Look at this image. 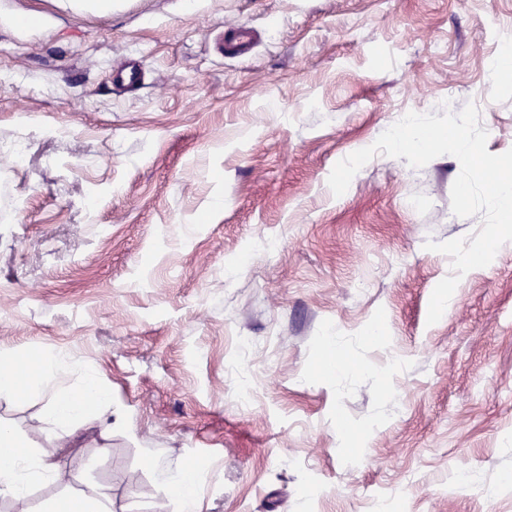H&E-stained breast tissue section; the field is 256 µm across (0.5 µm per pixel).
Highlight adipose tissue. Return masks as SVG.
<instances>
[{
  "label": "adipose tissue",
  "instance_id": "ef3b65f1",
  "mask_svg": "<svg viewBox=\"0 0 512 512\" xmlns=\"http://www.w3.org/2000/svg\"><path fill=\"white\" fill-rule=\"evenodd\" d=\"M65 361L53 353H44L35 372L21 371L16 358H0V396L44 401L49 422L48 434L66 442L76 422L101 418L112 405V393L100 385L94 375H86L80 387L61 389L57 375ZM0 497L19 499L32 483L56 478L54 464L36 457L30 441L20 438L8 425L0 423Z\"/></svg>",
  "mask_w": 512,
  "mask_h": 512
}]
</instances>
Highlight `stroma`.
<instances>
[{
  "mask_svg": "<svg viewBox=\"0 0 512 512\" xmlns=\"http://www.w3.org/2000/svg\"><path fill=\"white\" fill-rule=\"evenodd\" d=\"M510 25L512 0H0V355H61L117 418L59 448L41 401L0 399L58 468L29 512H175L160 473L188 466L197 512H512V247L427 324L451 259L426 242L481 228L451 210L458 159L327 184L403 112L474 104L512 149ZM330 336L349 374L321 372ZM65 500L75 501V505L66 504ZM43 512H112L109 499L96 492L81 493L65 499L49 502Z\"/></svg>",
  "mask_w": 512,
  "mask_h": 512,
  "instance_id": "35a3bbf8",
  "label": "stroma"
}]
</instances>
